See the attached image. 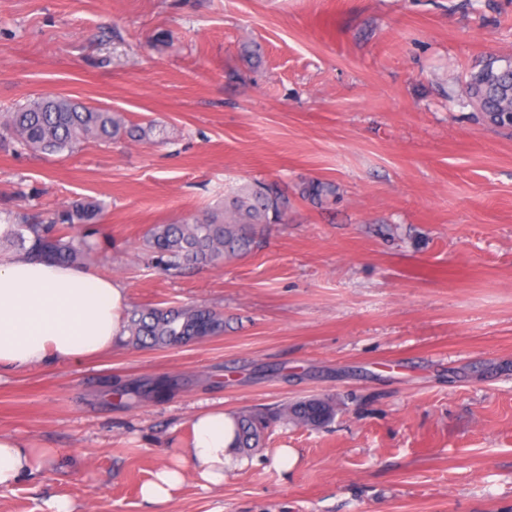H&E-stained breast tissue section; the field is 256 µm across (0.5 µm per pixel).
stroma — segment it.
Segmentation results:
<instances>
[{"label": "stroma", "instance_id": "1", "mask_svg": "<svg viewBox=\"0 0 512 512\" xmlns=\"http://www.w3.org/2000/svg\"><path fill=\"white\" fill-rule=\"evenodd\" d=\"M512 62V0H0V112L67 96L153 142L42 154L0 143V216L103 206L84 260L129 305H204L222 335L0 372V434L52 449L0 512H512V131L469 83ZM287 185L249 255L179 274L150 225ZM333 183L315 206L300 189ZM168 377L165 395L123 387ZM333 397L272 423L222 487L140 489L199 411ZM294 449L291 469L279 451Z\"/></svg>", "mask_w": 512, "mask_h": 512}]
</instances>
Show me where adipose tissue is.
<instances>
[{"mask_svg": "<svg viewBox=\"0 0 512 512\" xmlns=\"http://www.w3.org/2000/svg\"><path fill=\"white\" fill-rule=\"evenodd\" d=\"M125 287L92 272L0 251V370L79 362L111 350L125 337ZM184 457L163 466L140 489L143 501L164 503L193 477L220 487L232 463L234 423L220 410L197 413ZM49 449L0 434V489L39 472Z\"/></svg>", "mask_w": 512, "mask_h": 512, "instance_id": "obj_1", "label": "adipose tissue"}]
</instances>
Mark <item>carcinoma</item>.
Wrapping results in <instances>:
<instances>
[{"mask_svg": "<svg viewBox=\"0 0 512 512\" xmlns=\"http://www.w3.org/2000/svg\"><path fill=\"white\" fill-rule=\"evenodd\" d=\"M470 100L490 124L511 128L512 65L496 69L488 63L471 82ZM155 130L152 123L132 124L116 112L61 96L43 97L14 112L0 113V140L40 153H60L90 140L149 142ZM335 194L333 184L321 181L302 189V196L317 205ZM288 206V194L278 182L253 180L236 187L225 198L224 209L155 224L145 233L144 242L165 272L216 265L250 254L260 229L282 223ZM101 216L100 204L86 197L70 201L44 222L30 223L15 214L9 220L14 231L10 238L0 239V245L74 266L97 246L95 226ZM127 331L136 347H176L223 334L224 314L203 306L143 305L127 316ZM336 413V400L320 395L290 402L275 412L242 409L234 414L235 448L249 455L263 447L265 432L277 420L317 429Z\"/></svg>", "mask_w": 512, "mask_h": 512, "instance_id": "1", "label": "carcinoma"}]
</instances>
